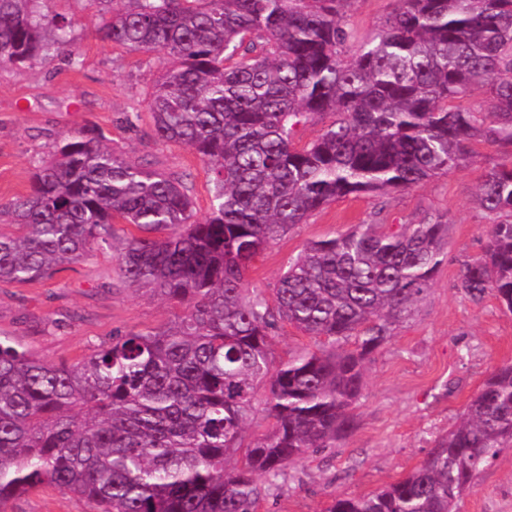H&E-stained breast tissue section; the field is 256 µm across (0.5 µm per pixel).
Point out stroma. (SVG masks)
<instances>
[{
	"label": "stroma",
	"instance_id": "35a3bbf8",
	"mask_svg": "<svg viewBox=\"0 0 512 512\" xmlns=\"http://www.w3.org/2000/svg\"><path fill=\"white\" fill-rule=\"evenodd\" d=\"M396 0H351L346 20L371 36ZM50 13L68 23L81 55L25 68H0V201L25 195L37 161L57 139L86 124L103 129L112 148L153 170L184 174L197 217L209 211V176L188 148L149 137L145 101L167 65L160 54L128 53L103 42L96 0H51ZM512 162L508 145H477L475 155L419 186L337 199L293 226L256 259L251 287L272 292L288 261L313 240L358 224L447 223L445 257L412 317L367 363L354 431L336 447L286 470L268 512H325L336 497L378 490L406 476L455 426L484 379L512 363V313L494 296L468 300L458 282L466 262L482 255L489 216L476 194L485 170ZM183 307L121 284L111 250L68 266L52 279L0 283V335L44 360L81 362L113 331H147L177 321ZM5 512H96L89 500L45 485L5 504ZM458 512H512V451L484 467Z\"/></svg>",
	"mask_w": 512,
	"mask_h": 512
}]
</instances>
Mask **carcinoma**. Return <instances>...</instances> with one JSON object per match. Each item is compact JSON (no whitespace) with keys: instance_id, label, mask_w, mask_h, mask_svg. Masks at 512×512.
I'll use <instances>...</instances> for the list:
<instances>
[{"instance_id":"cac0c4a2","label":"carcinoma","mask_w":512,"mask_h":512,"mask_svg":"<svg viewBox=\"0 0 512 512\" xmlns=\"http://www.w3.org/2000/svg\"><path fill=\"white\" fill-rule=\"evenodd\" d=\"M97 2L104 41L171 61L146 101L151 136L198 156L209 213L196 217L184 174L130 161L94 124L55 142L28 194L0 202V282L50 279L107 248L122 283L185 306L179 321L116 333L75 367L0 336V506L47 484L97 512H260L288 465L355 429L365 365L429 290L447 227L360 224L312 241L270 296L248 271L338 198L417 187L478 141L512 145V0H397L363 40L343 21L350 0ZM42 3L0 0V68L81 64ZM480 89V110L460 105ZM327 114L324 132L296 147L299 127ZM476 201L495 221L458 288L512 312V167L487 169ZM283 324L316 348L274 362ZM257 414L267 431L245 445ZM505 448L512 364L406 477L326 512H457Z\"/></svg>"}]
</instances>
